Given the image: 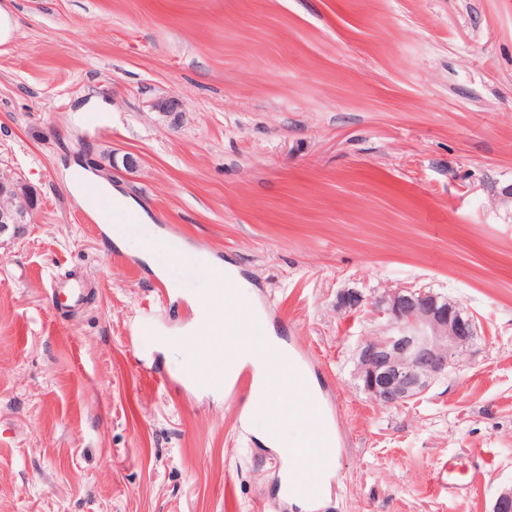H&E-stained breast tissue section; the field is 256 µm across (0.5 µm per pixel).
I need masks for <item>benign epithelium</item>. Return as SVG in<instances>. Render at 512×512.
Listing matches in <instances>:
<instances>
[{"label": "benign epithelium", "mask_w": 512, "mask_h": 512, "mask_svg": "<svg viewBox=\"0 0 512 512\" xmlns=\"http://www.w3.org/2000/svg\"><path fill=\"white\" fill-rule=\"evenodd\" d=\"M32 211L28 194L12 175L0 172V236L20 232ZM342 308L377 324L359 345L356 378L377 405L397 408L418 402L479 333L475 318L447 298L402 286L370 297L356 290L339 295Z\"/></svg>", "instance_id": "benign-epithelium-1"}]
</instances>
